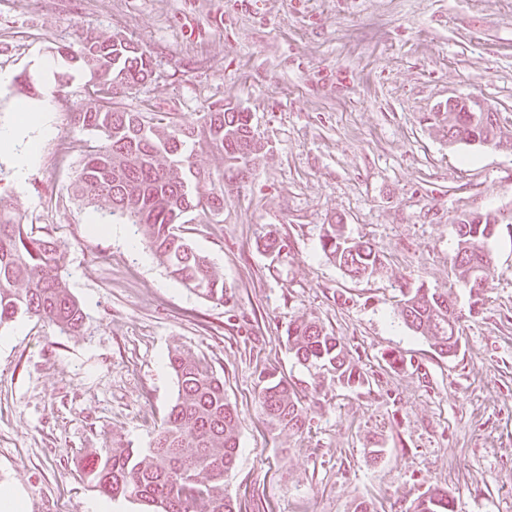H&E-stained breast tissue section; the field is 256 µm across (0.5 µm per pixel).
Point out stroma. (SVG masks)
Segmentation results:
<instances>
[{"label":"stroma","mask_w":512,"mask_h":512,"mask_svg":"<svg viewBox=\"0 0 512 512\" xmlns=\"http://www.w3.org/2000/svg\"><path fill=\"white\" fill-rule=\"evenodd\" d=\"M90 30L152 59L119 109L194 125L213 103L250 112L264 156L240 178L198 147L196 167L224 177V208L182 226L227 302L170 279L130 225L93 232L101 212L71 199L85 79L60 88L44 65ZM0 71L31 77L53 129L24 178L0 155V193L61 246L86 314L74 336L35 317L0 327V482L27 512H89L101 494L79 459L149 446L177 396L176 344L223 378L238 415L227 493L239 512H412L431 486L455 512H512V235L489 240L494 279L479 293L451 264L464 214L512 212V149L449 144L440 118L467 97L512 136V0H0ZM338 219L379 251L372 277L323 254ZM419 286L452 301L456 357L398 318ZM302 319L341 338L366 384L297 361L287 330ZM266 376L298 393L302 432L262 414Z\"/></svg>","instance_id":"obj_1"}]
</instances>
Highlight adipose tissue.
I'll return each instance as SVG.
<instances>
[{"label": "adipose tissue", "mask_w": 512, "mask_h": 512, "mask_svg": "<svg viewBox=\"0 0 512 512\" xmlns=\"http://www.w3.org/2000/svg\"><path fill=\"white\" fill-rule=\"evenodd\" d=\"M50 133L51 126L44 107L28 101L18 104L11 124L0 126V155L7 154L13 158L17 177H24Z\"/></svg>", "instance_id": "1"}]
</instances>
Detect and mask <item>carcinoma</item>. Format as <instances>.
I'll return each instance as SVG.
<instances>
[{"label":"carcinoma","instance_id":"1","mask_svg":"<svg viewBox=\"0 0 512 512\" xmlns=\"http://www.w3.org/2000/svg\"><path fill=\"white\" fill-rule=\"evenodd\" d=\"M57 54L63 61L59 85L67 84L70 72L77 71L106 91L86 96L75 112L74 120L94 140L86 146L72 183L73 200L134 226L169 277L201 297L224 302V281L209 258L180 232V225L189 212L206 216L224 207V176L197 168L195 147H209L239 172L252 170L263 156L251 114L239 107H210L203 124L195 127L115 108L111 92L132 90L152 75L149 57L121 35L100 42L88 33L79 49L63 45ZM444 120L450 145L512 143L496 113L474 111L470 99L448 101ZM503 227L512 234V224L500 222L491 212L460 219L452 264L462 286L480 290L493 280L494 260L487 242ZM344 228L339 221L326 225L323 253L351 278L373 275L382 266L379 254L369 242L350 239ZM62 262L60 246L28 233L22 217L0 196V326L28 315L64 335L81 330L83 308L69 291ZM398 317L429 340L439 356L458 355L459 328L447 294L414 288L404 295ZM287 340L300 363L331 370L348 385L367 382L354 372L339 339L320 324L297 321L288 327ZM168 361L177 380V398L153 446L96 448L82 458L84 472L99 492L147 500L156 512H237L224 493L239 450L238 418L225 397L224 379L178 345L170 349ZM260 405L281 431L295 434L305 426L306 408L280 380L265 381ZM414 512H454L453 501L448 491L432 487L417 499Z\"/></svg>","mask_w":512,"mask_h":512}]
</instances>
